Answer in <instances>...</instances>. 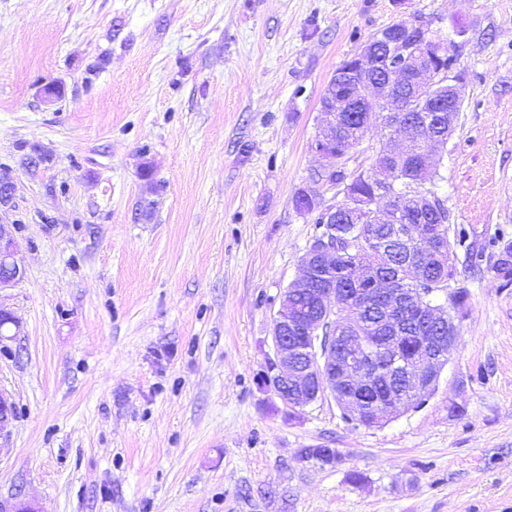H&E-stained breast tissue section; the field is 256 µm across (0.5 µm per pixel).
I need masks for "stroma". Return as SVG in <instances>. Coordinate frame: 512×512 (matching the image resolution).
Returning <instances> with one entry per match:
<instances>
[{"label":"stroma","mask_w":512,"mask_h":512,"mask_svg":"<svg viewBox=\"0 0 512 512\" xmlns=\"http://www.w3.org/2000/svg\"><path fill=\"white\" fill-rule=\"evenodd\" d=\"M411 19L452 40L464 74L437 190L483 258H457L461 339L435 393L355 426L330 398L292 410L260 376L315 233L294 196L318 168L324 89ZM399 145L375 120L343 169ZM35 148L51 160L26 167ZM0 170L17 184L7 221L25 267L0 290L21 322L0 343L16 407L0 499L512 512V284L488 244L512 242V0H0ZM317 445L340 461H302Z\"/></svg>","instance_id":"35a3bbf8"}]
</instances>
